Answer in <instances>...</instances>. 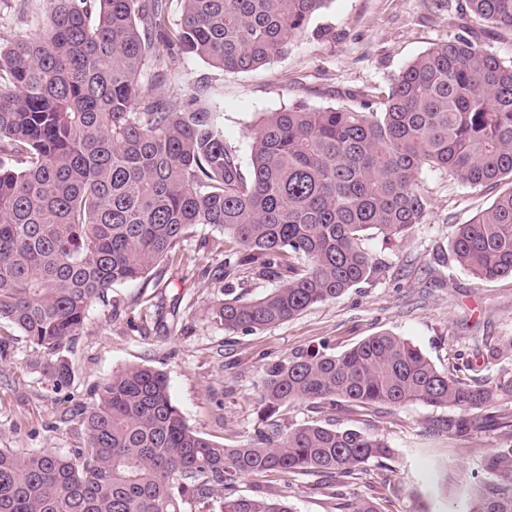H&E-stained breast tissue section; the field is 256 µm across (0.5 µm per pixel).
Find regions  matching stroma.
<instances>
[{
    "label": "stroma",
    "mask_w": 512,
    "mask_h": 512,
    "mask_svg": "<svg viewBox=\"0 0 512 512\" xmlns=\"http://www.w3.org/2000/svg\"><path fill=\"white\" fill-rule=\"evenodd\" d=\"M465 0H329L285 55L247 72H223L198 57L166 59L158 94L174 105L200 95L220 114L224 139L249 163L250 131L261 115L297 101L313 107L358 104L387 87L403 68L435 43L464 33ZM42 0H0V44L34 34ZM425 223L402 237L371 234L363 248L377 265L364 282L250 335L230 333L210 315L214 301L259 298L278 284L251 270L216 277L222 262L197 232L147 283L115 286L106 303H94L66 354L71 379L54 386L37 355L15 328L0 327V448H48L61 454L81 445V411L113 371L144 364L162 372L174 404L189 427L231 447L258 425L257 388L266 364L314 349L339 353L389 332L408 339L441 369L469 365L470 377L495 379L512 358L496 349L512 342V277L474 279L450 255L458 225L486 209L502 185L472 188L444 170H424ZM452 408L419 402L355 412L315 414L299 402L284 424L314 419L385 439L395 455L364 466L343 487L348 497L387 498L392 512H466L482 456L512 448V398L474 414L464 436L450 424ZM238 494L289 497L298 512H336L332 490L313 476L246 477Z\"/></svg>",
    "instance_id": "obj_1"
}]
</instances>
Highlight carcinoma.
Listing matches in <instances>:
<instances>
[{
  "mask_svg": "<svg viewBox=\"0 0 512 512\" xmlns=\"http://www.w3.org/2000/svg\"><path fill=\"white\" fill-rule=\"evenodd\" d=\"M47 0L39 32L0 46V324L16 327L56 386L92 304L147 280L206 225L223 273L258 265L279 284L224 299L212 319L250 334L334 300L376 270L362 247L423 224L427 167L469 187L505 183L458 225L453 259L478 281L512 276V65L468 36L436 43L357 108L304 102L251 130L249 169L224 141L219 113L174 106L143 79L166 56L222 71L285 54L327 0ZM480 27L512 30V0H466ZM166 53H161L160 47ZM238 248L224 250V237ZM512 396V371L490 384L442 371L399 336L340 354L310 351L264 368L263 428L226 448L191 429L162 373L133 364L93 393L84 444L69 454L0 448V512H296L287 499L236 493L248 476L350 478L391 459L382 438L317 420L284 427L280 410L402 406L459 411L456 428ZM337 512H382L336 493ZM468 512H512V476L476 483Z\"/></svg>",
  "mask_w": 512,
  "mask_h": 512,
  "instance_id": "1",
  "label": "carcinoma"
}]
</instances>
